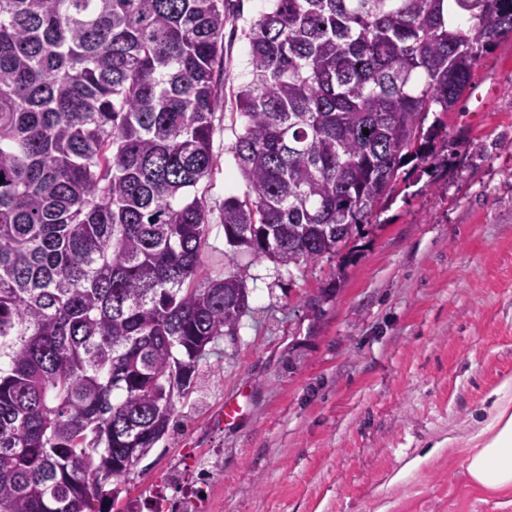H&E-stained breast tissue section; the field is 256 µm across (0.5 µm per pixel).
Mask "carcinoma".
Returning a JSON list of instances; mask_svg holds the SVG:
<instances>
[{"mask_svg": "<svg viewBox=\"0 0 512 512\" xmlns=\"http://www.w3.org/2000/svg\"><path fill=\"white\" fill-rule=\"evenodd\" d=\"M269 2L236 87L233 0H0V512L116 502L247 307L199 276L213 221L230 262L340 253L512 33V0ZM227 103L246 191L216 213ZM247 45L240 39V29L229 24L224 29V68L237 86L249 80L246 67Z\"/></svg>", "mask_w": 512, "mask_h": 512, "instance_id": "obj_1", "label": "carcinoma"}]
</instances>
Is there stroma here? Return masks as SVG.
I'll use <instances>...</instances> for the list:
<instances>
[{
  "instance_id": "obj_1",
  "label": "stroma",
  "mask_w": 512,
  "mask_h": 512,
  "mask_svg": "<svg viewBox=\"0 0 512 512\" xmlns=\"http://www.w3.org/2000/svg\"><path fill=\"white\" fill-rule=\"evenodd\" d=\"M442 121L454 153L407 165L342 255L238 256L248 307L201 360L166 433L120 485L154 512L218 461L202 512H512L472 491L469 435L512 379V34ZM211 206L242 194L215 115ZM242 416L225 424L224 402ZM435 454L421 460L423 449Z\"/></svg>"
}]
</instances>
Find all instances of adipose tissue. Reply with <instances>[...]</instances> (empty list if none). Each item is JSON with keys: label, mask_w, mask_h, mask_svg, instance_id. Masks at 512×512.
Here are the masks:
<instances>
[{"label": "adipose tissue", "mask_w": 512, "mask_h": 512, "mask_svg": "<svg viewBox=\"0 0 512 512\" xmlns=\"http://www.w3.org/2000/svg\"><path fill=\"white\" fill-rule=\"evenodd\" d=\"M465 460L468 482L495 495L512 494V389L500 386Z\"/></svg>", "instance_id": "adipose-tissue-1"}]
</instances>
